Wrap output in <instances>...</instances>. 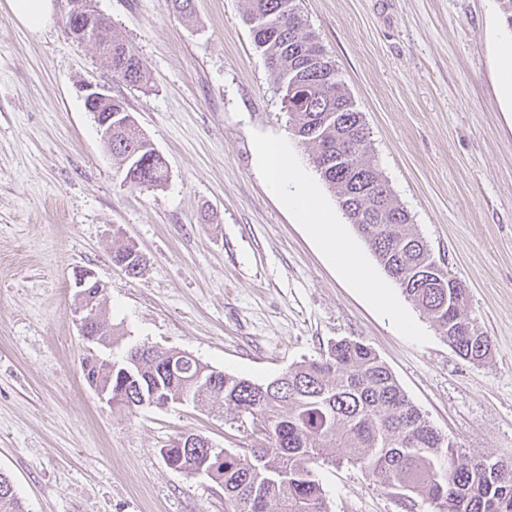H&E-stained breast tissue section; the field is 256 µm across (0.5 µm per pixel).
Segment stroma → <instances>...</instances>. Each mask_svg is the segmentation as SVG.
<instances>
[{
    "label": "stroma",
    "instance_id": "obj_1",
    "mask_svg": "<svg viewBox=\"0 0 512 512\" xmlns=\"http://www.w3.org/2000/svg\"><path fill=\"white\" fill-rule=\"evenodd\" d=\"M152 80L112 79L59 19L33 33L0 0V472L25 512H224V488L169 467L183 434L245 452L252 437L190 402L121 409L84 380L87 351L188 352L264 383L331 342L369 345L443 435L470 455L512 461V101L498 48L499 0H300L362 112L368 146L437 261L469 291L489 336L460 358L411 301L406 334L273 196L254 153L283 142L309 168L282 95L244 21L246 0H94ZM109 87L164 157L159 188L125 185L76 86ZM132 242L142 275L112 249ZM108 285L114 345L74 320L75 275ZM330 512H407L365 469L323 465ZM113 265L121 268L128 276L139 275L145 266L144 259L134 245L120 244L112 250Z\"/></svg>",
    "mask_w": 512,
    "mask_h": 512
}]
</instances>
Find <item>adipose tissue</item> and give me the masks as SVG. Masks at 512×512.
<instances>
[{
  "mask_svg": "<svg viewBox=\"0 0 512 512\" xmlns=\"http://www.w3.org/2000/svg\"><path fill=\"white\" fill-rule=\"evenodd\" d=\"M258 155L268 186L283 206L308 225L323 248L378 307L393 317H400V309L387 284L347 246L335 213L321 202L315 184L294 165L284 147L268 141L259 146Z\"/></svg>",
  "mask_w": 512,
  "mask_h": 512,
  "instance_id": "obj_1",
  "label": "adipose tissue"
}]
</instances>
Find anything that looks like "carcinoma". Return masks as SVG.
Instances as JSON below:
<instances>
[{
    "instance_id": "1",
    "label": "carcinoma",
    "mask_w": 512,
    "mask_h": 512,
    "mask_svg": "<svg viewBox=\"0 0 512 512\" xmlns=\"http://www.w3.org/2000/svg\"><path fill=\"white\" fill-rule=\"evenodd\" d=\"M245 22L275 77L292 134L310 148L309 160L336 195L339 208L387 276L425 315L453 350L481 362L491 341L465 313L468 292L425 287L434 263L427 242L394 198L367 146L362 112L336 64L301 15L298 0H247ZM85 41L105 58L112 78L142 88L150 74L126 40L97 17ZM97 124L112 120L105 147L136 188L160 187L167 167L119 99L94 106ZM113 265L140 274L135 246L112 250ZM84 380L107 390L112 405L185 400L207 406L256 436L249 453L195 451L178 441L161 449L174 469H200L224 486L226 512H329L317 467L347 462L382 487L437 512H512V463L472 457L436 430L409 400L392 372L366 344L341 339L319 358L288 367L267 383L217 371L184 351L132 345L118 360L82 358ZM0 512H24L10 479L0 473Z\"/></svg>"
}]
</instances>
